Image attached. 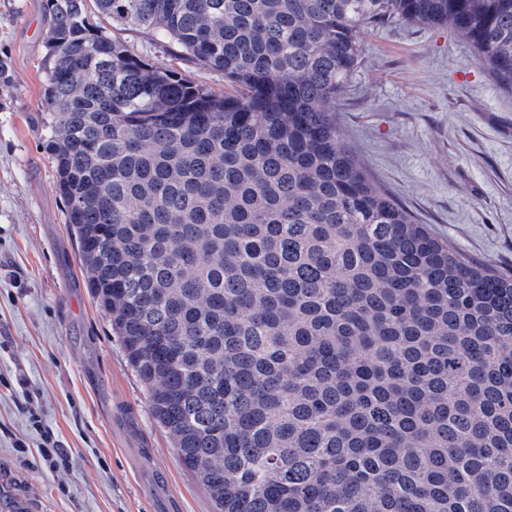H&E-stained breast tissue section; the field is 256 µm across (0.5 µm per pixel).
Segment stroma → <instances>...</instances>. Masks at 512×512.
<instances>
[{
    "instance_id": "1",
    "label": "stroma",
    "mask_w": 512,
    "mask_h": 512,
    "mask_svg": "<svg viewBox=\"0 0 512 512\" xmlns=\"http://www.w3.org/2000/svg\"><path fill=\"white\" fill-rule=\"evenodd\" d=\"M43 0H0V484L25 512H214L154 419L148 392L78 267L46 147ZM117 37L215 92L222 72L173 61L136 30ZM336 101L344 141L417 223L512 272V93L445 27L384 21L358 36ZM24 377L72 457L52 472L22 410Z\"/></svg>"
}]
</instances>
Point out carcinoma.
I'll use <instances>...</instances> for the list:
<instances>
[{"label": "carcinoma", "mask_w": 512, "mask_h": 512, "mask_svg": "<svg viewBox=\"0 0 512 512\" xmlns=\"http://www.w3.org/2000/svg\"><path fill=\"white\" fill-rule=\"evenodd\" d=\"M44 0L81 269L215 512H512V274L417 223L336 124L358 33L447 27L512 92V0ZM100 20L102 25L107 27L109 33L111 35L114 34L130 51L149 58L151 62L157 65L169 66L174 64L191 80L215 92L219 93L228 88L227 82H224V74L222 72L186 60H173L170 52L166 50L163 44L149 41L142 33L134 29L112 31V27L106 20L102 18Z\"/></svg>", "instance_id": "cac0c4a2"}]
</instances>
